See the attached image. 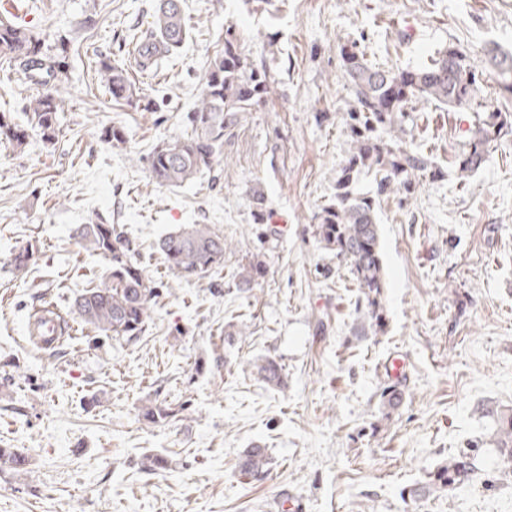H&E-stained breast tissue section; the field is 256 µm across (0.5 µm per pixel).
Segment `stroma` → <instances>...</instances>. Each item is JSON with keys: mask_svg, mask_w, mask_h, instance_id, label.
I'll use <instances>...</instances> for the list:
<instances>
[{"mask_svg": "<svg viewBox=\"0 0 512 512\" xmlns=\"http://www.w3.org/2000/svg\"><path fill=\"white\" fill-rule=\"evenodd\" d=\"M181 4L188 39L142 69L134 51L155 0H0V19L60 48L66 89L50 144L29 127L23 70L0 62V113L28 135L20 150L0 144V448L31 459L27 472L0 473V512H512V472L501 471L487 415L512 410V129L476 174L453 165L484 113L512 94L490 73L470 109L417 104L406 146L443 175L419 179L407 200L356 178L380 226L383 333L356 336L359 292L314 236L350 148L341 44L358 41L369 61L395 70L449 47L479 64L488 43L512 49V0H283L274 20L244 0ZM230 25L272 92L225 130L213 174L157 187L143 158L184 135ZM98 51L128 68L154 111L113 102L95 71ZM113 123L127 145L102 139ZM256 186L265 224L253 221ZM99 216L123 226L158 284L136 340L93 342L72 309L78 291L107 281L75 235ZM181 224L223 233L224 267L211 279L179 278L157 251ZM32 242L38 253L15 271L14 256ZM256 254L263 279L237 288L238 268ZM42 306L70 323L67 339L46 349L28 330ZM228 324L243 331L231 346ZM392 356L405 362V400L383 423L378 394ZM262 358L282 366L286 388L259 379ZM149 398L185 409L154 427L138 419ZM255 442L272 464L240 476L237 458ZM473 443V481L409 496ZM147 452L168 456L172 469L141 471Z\"/></svg>", "mask_w": 512, "mask_h": 512, "instance_id": "35a3bbf8", "label": "stroma"}]
</instances>
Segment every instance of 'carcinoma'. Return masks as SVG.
Segmentation results:
<instances>
[{
  "label": "carcinoma",
  "instance_id": "cac0c4a2",
  "mask_svg": "<svg viewBox=\"0 0 512 512\" xmlns=\"http://www.w3.org/2000/svg\"><path fill=\"white\" fill-rule=\"evenodd\" d=\"M153 32L138 45L141 68L156 58L177 49L187 36L180 0H159L151 22ZM344 78L353 96V107L343 113L351 141V150L336 181L335 198L322 205L316 214L315 237L322 249L343 259L352 281L361 293L363 317L375 334L385 325L383 293L386 282L380 251V235L373 202L354 193V176L362 171L377 177V195L408 194L420 176L436 177L429 157L404 146L401 134L410 117L407 109L421 102L448 107V111L470 106L483 93V79L469 56L447 48L412 69L394 72L364 58L357 42L340 46ZM484 57L497 74L500 84L512 94V49L496 43L484 47ZM18 62L41 90L29 97L26 111L42 138L52 143L59 133L60 61L41 51L30 30L0 20V60ZM97 73L112 100L143 111L136 83L127 70L112 62L106 54H97ZM270 93L266 70L255 68L237 39L233 26L224 33V46L209 62L204 86L196 108L185 115L190 132L156 145L148 157L152 181L160 187H180L204 172L214 170L224 148V130L241 115L262 102ZM512 123V109L505 106L490 111L482 119L479 137L458 155L462 173L473 172L486 161L491 143ZM0 143L16 149L26 145L24 130L0 113ZM251 203L258 223L270 219L264 192L255 188ZM83 246L107 264V283L85 288L76 295L72 308L84 326L112 339H137L151 319L153 301L159 292L143 272L139 259L130 249L116 224L99 217L84 225L80 235ZM227 248L224 235L211 224H184L160 238L157 249L168 267L188 282L200 281L224 266ZM264 262L253 260L237 274L238 287L249 288L261 276ZM259 378L271 387L285 384L283 368L273 359L257 365ZM404 390L396 383L381 391L382 418L390 420L404 402ZM184 405L163 401L141 406L140 416L155 426H164L177 418ZM496 416L494 442L504 468L512 470V413L493 412ZM267 449L253 444L238 458V470L247 476L267 471ZM31 465L21 448H0V472L20 473ZM167 468V459L158 454L142 457L140 469L149 472ZM474 472L467 454L452 457L428 473V481L409 491L421 499L437 489H449L467 483Z\"/></svg>",
  "mask_w": 512,
  "mask_h": 512
}]
</instances>
